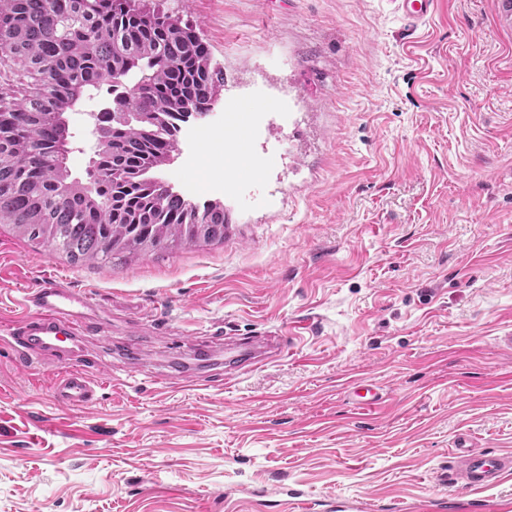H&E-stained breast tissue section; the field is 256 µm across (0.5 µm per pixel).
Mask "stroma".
Listing matches in <instances>:
<instances>
[{"label": "stroma", "instance_id": "1", "mask_svg": "<svg viewBox=\"0 0 512 512\" xmlns=\"http://www.w3.org/2000/svg\"><path fill=\"white\" fill-rule=\"evenodd\" d=\"M224 72L217 117L248 155L181 136L154 171L223 202L222 242L74 263L0 225V512H291V496L392 512L449 492L459 435L512 454V14L436 0H160ZM71 116L85 177L92 113ZM94 294L100 400L56 403L55 367L3 344L41 279ZM292 353L225 382L177 364L213 336L296 320ZM382 403L358 409L352 384ZM395 12L406 26L416 32L431 17L435 10V0H389Z\"/></svg>", "mask_w": 512, "mask_h": 512}]
</instances>
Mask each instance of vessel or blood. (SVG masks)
<instances>
[{"label":"vessel or blood","instance_id":"vessel-or-blood-1","mask_svg":"<svg viewBox=\"0 0 512 512\" xmlns=\"http://www.w3.org/2000/svg\"><path fill=\"white\" fill-rule=\"evenodd\" d=\"M395 12L410 30H418L431 17L436 0H390ZM27 310L11 334L20 366L35 372L46 365L58 370L53 396L61 405L89 409L98 402L99 384L92 376L89 357L80 330L94 316L96 306L88 293L64 287L48 277L24 298ZM225 367L236 374L256 365L251 342L232 341L225 346ZM449 482L455 494L424 499L417 512H478L474 494L495 488L512 475V456L471 448L466 436H459L453 454Z\"/></svg>","mask_w":512,"mask_h":512}]
</instances>
